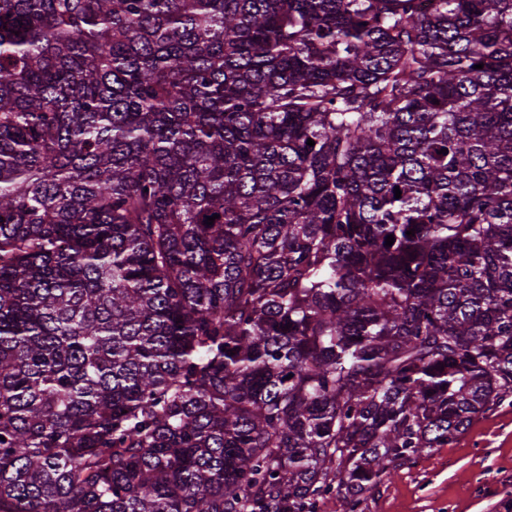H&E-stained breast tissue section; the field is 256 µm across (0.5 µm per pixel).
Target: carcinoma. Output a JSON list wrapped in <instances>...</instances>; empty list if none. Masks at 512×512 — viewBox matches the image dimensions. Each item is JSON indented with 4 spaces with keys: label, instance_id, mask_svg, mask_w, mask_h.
Listing matches in <instances>:
<instances>
[{
    "label": "carcinoma",
    "instance_id": "carcinoma-1",
    "mask_svg": "<svg viewBox=\"0 0 512 512\" xmlns=\"http://www.w3.org/2000/svg\"><path fill=\"white\" fill-rule=\"evenodd\" d=\"M421 2L0 0V512H359L512 397V0Z\"/></svg>",
    "mask_w": 512,
    "mask_h": 512
}]
</instances>
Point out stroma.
<instances>
[{
    "label": "stroma",
    "instance_id": "stroma-1",
    "mask_svg": "<svg viewBox=\"0 0 512 512\" xmlns=\"http://www.w3.org/2000/svg\"><path fill=\"white\" fill-rule=\"evenodd\" d=\"M364 512H512V403L382 475Z\"/></svg>",
    "mask_w": 512,
    "mask_h": 512
}]
</instances>
